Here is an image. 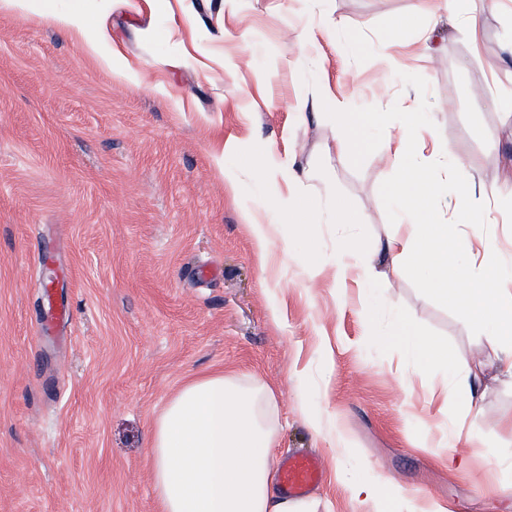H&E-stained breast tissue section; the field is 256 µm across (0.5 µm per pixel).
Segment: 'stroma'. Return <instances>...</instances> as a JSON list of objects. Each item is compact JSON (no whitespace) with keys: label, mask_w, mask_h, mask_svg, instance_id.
Segmentation results:
<instances>
[{"label":"stroma","mask_w":512,"mask_h":512,"mask_svg":"<svg viewBox=\"0 0 512 512\" xmlns=\"http://www.w3.org/2000/svg\"><path fill=\"white\" fill-rule=\"evenodd\" d=\"M107 19L117 57L91 65L80 39L44 23L43 0L0 10V512H159L147 465L154 420L185 379L231 369L276 393L278 459L316 455L320 484L305 512H355L349 486L376 475L402 491L392 512L427 500L447 512H512V384L486 373L477 403L448 399V371L421 370L374 337L396 314L449 354L471 359L485 337L431 295L421 259L401 274L337 293V228L292 215L332 201L360 216L364 249L395 230V178L381 159L407 100L488 188L512 163V108L475 96L512 88L511 23L485 12L479 50L436 25L428 59L380 50L416 38L411 0H82ZM337 39L317 54L301 35L322 16ZM359 44L345 74L337 40ZM124 78L113 77V69ZM317 92L340 112H374L376 140L338 155L332 125L298 119ZM324 171L276 216L281 239L259 265L246 210L282 192L269 153ZM486 228L512 275V196ZM313 253L319 270L300 262ZM394 310L369 318L379 296ZM59 305L67 324L52 323ZM348 449H340L337 434Z\"/></svg>","instance_id":"35a3bbf8"}]
</instances>
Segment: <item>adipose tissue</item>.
I'll use <instances>...</instances> for the list:
<instances>
[{
    "mask_svg": "<svg viewBox=\"0 0 512 512\" xmlns=\"http://www.w3.org/2000/svg\"><path fill=\"white\" fill-rule=\"evenodd\" d=\"M474 0H412L411 11L429 18L447 15L467 31L479 49L482 25ZM373 116L351 112L337 123V153L366 144ZM387 159L404 164L407 175L386 189L405 202L402 231L378 240L375 251L399 275L404 257L425 253L433 267L427 282L432 295L457 306L468 320L485 326L493 364L512 381V276L494 265L460 262L448 250L447 208L467 212L489 190L476 174L456 177L462 165L437 136L423 138L414 129L389 137ZM332 281L343 290L348 280L370 285L380 278L362 258L358 239L349 233L336 239ZM378 339L404 348L422 369L447 362L448 352L434 347L405 316H398ZM279 428L275 391L262 377L216 371L183 382L156 417L148 459L161 512H294L296 503L282 495L271 477Z\"/></svg>",
    "mask_w": 512,
    "mask_h": 512,
    "instance_id": "ef3b65f1",
    "label": "adipose tissue"
}]
</instances>
